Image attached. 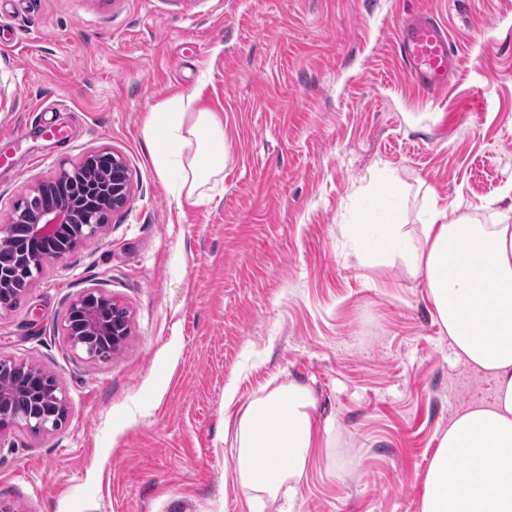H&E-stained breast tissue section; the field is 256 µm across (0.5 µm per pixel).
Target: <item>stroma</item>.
Masks as SVG:
<instances>
[{"instance_id":"1","label":"stroma","mask_w":512,"mask_h":512,"mask_svg":"<svg viewBox=\"0 0 512 512\" xmlns=\"http://www.w3.org/2000/svg\"><path fill=\"white\" fill-rule=\"evenodd\" d=\"M435 15L460 64L426 94L396 28ZM207 88L224 189L177 201L145 140L157 103ZM106 149L133 193L103 232L0 311V358L53 375L59 430L0 434L13 512H253L224 442L235 407L307 386L333 428L296 512H420L452 417L492 399L458 362L422 276L351 227L421 223L430 199L482 224L512 206V0H0V224L30 186ZM96 288L132 332L102 362L62 324Z\"/></svg>"}]
</instances>
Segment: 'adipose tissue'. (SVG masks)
<instances>
[{"mask_svg": "<svg viewBox=\"0 0 512 512\" xmlns=\"http://www.w3.org/2000/svg\"><path fill=\"white\" fill-rule=\"evenodd\" d=\"M206 86L152 108L145 137L175 199L204 203L224 187V126L199 108ZM422 275L455 356L492 374L491 403L458 412L439 437L420 512H512V214L473 224L430 201L409 249L402 225L377 236ZM312 392L298 383L263 391L233 420L236 481L256 509L293 512L299 481L321 441Z\"/></svg>", "mask_w": 512, "mask_h": 512, "instance_id": "obj_1", "label": "adipose tissue"}]
</instances>
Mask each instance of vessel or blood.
<instances>
[{
  "label": "vessel or blood",
  "mask_w": 512,
  "mask_h": 512,
  "mask_svg": "<svg viewBox=\"0 0 512 512\" xmlns=\"http://www.w3.org/2000/svg\"><path fill=\"white\" fill-rule=\"evenodd\" d=\"M396 38L401 59L416 82L434 95L445 91L458 56L438 22L427 14L415 16L397 31Z\"/></svg>",
  "instance_id": "1"
}]
</instances>
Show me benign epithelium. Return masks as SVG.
Here are the masks:
<instances>
[{
  "mask_svg": "<svg viewBox=\"0 0 512 512\" xmlns=\"http://www.w3.org/2000/svg\"><path fill=\"white\" fill-rule=\"evenodd\" d=\"M89 157L112 163V189L100 188L97 196L90 199L84 189L69 187L71 170L62 168L32 189V194L41 198L39 206L31 210L15 206L9 221L0 226L4 237L21 235L27 242L26 249L11 259L12 267H0L1 311L15 307L25 293V289L15 287L16 278L31 274L33 269H41L49 259L67 255L68 248L63 245L65 240L91 237L103 228L93 221L95 205H110L116 209L127 203L131 181L126 160L108 150L95 151ZM111 303L112 298L98 289H88L71 302L63 335L72 349L82 350L90 358H99L90 342L92 337L111 340L114 353L124 348L131 333L130 320L127 317L122 320L109 318ZM43 376L41 369L31 366L22 380L31 399V409L20 421L9 410L16 385L13 361L0 359V432L20 426L39 433L61 428L51 410L66 407L65 399L43 386Z\"/></svg>",
  "mask_w": 512,
  "mask_h": 512,
  "instance_id": "obj_1",
  "label": "benign epithelium"
}]
</instances>
